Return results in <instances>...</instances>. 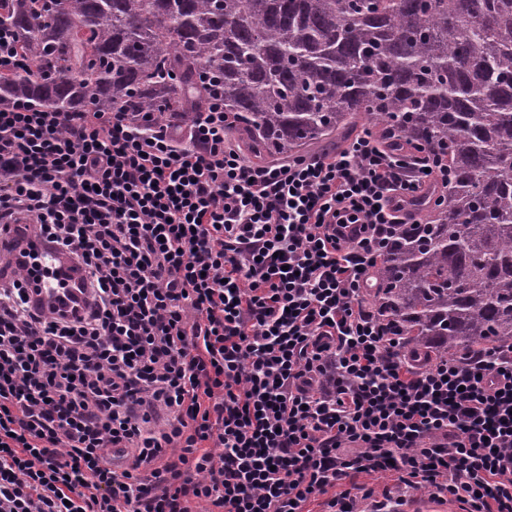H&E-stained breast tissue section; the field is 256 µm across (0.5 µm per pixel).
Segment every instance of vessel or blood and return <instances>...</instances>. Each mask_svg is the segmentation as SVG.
<instances>
[{
  "label": "vessel or blood",
  "instance_id": "obj_1",
  "mask_svg": "<svg viewBox=\"0 0 512 512\" xmlns=\"http://www.w3.org/2000/svg\"><path fill=\"white\" fill-rule=\"evenodd\" d=\"M36 255L30 301L40 310L73 311L85 303L83 289L87 275L75 266L71 257L60 250L36 240L31 244ZM364 512H458L455 504L431 499L395 500L384 510L365 507Z\"/></svg>",
  "mask_w": 512,
  "mask_h": 512
}]
</instances>
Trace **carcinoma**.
Returning <instances> with one entry per match:
<instances>
[{
    "label": "carcinoma",
    "mask_w": 512,
    "mask_h": 512,
    "mask_svg": "<svg viewBox=\"0 0 512 512\" xmlns=\"http://www.w3.org/2000/svg\"><path fill=\"white\" fill-rule=\"evenodd\" d=\"M29 69L0 104L189 122L209 94L253 158L367 118L448 166L393 224L375 313L427 361L512 345V0H0Z\"/></svg>",
    "instance_id": "1"
}]
</instances>
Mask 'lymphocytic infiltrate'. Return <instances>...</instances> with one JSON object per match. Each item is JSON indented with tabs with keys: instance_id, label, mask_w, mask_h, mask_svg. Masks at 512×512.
Segmentation results:
<instances>
[{
	"instance_id": "f902f5d3",
	"label": "lymphocytic infiltrate",
	"mask_w": 512,
	"mask_h": 512,
	"mask_svg": "<svg viewBox=\"0 0 512 512\" xmlns=\"http://www.w3.org/2000/svg\"><path fill=\"white\" fill-rule=\"evenodd\" d=\"M447 179L368 132L254 166L217 98L181 137L0 104V216L90 274L71 319L31 307L27 250L0 283V512H306L382 471L512 512V346L423 369L363 303Z\"/></svg>"
}]
</instances>
